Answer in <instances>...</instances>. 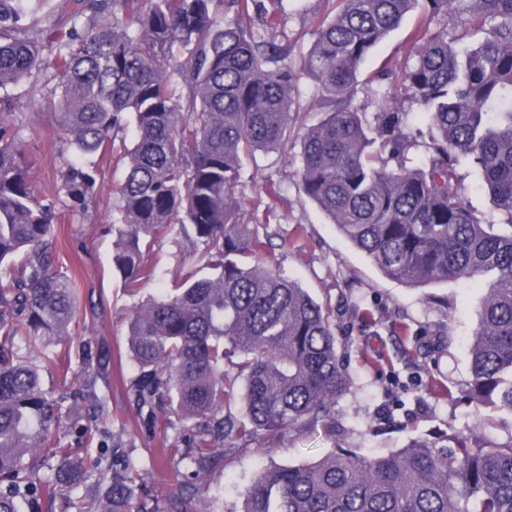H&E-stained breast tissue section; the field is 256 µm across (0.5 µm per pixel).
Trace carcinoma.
I'll list each match as a JSON object with an SVG mask.
<instances>
[{"label": "carcinoma", "mask_w": 512, "mask_h": 512, "mask_svg": "<svg viewBox=\"0 0 512 512\" xmlns=\"http://www.w3.org/2000/svg\"><path fill=\"white\" fill-rule=\"evenodd\" d=\"M420 3L415 62L382 68L388 84L370 117L354 104L360 67ZM450 12L464 25L452 39L439 22ZM284 26L264 0H62L45 23L24 0H0V89L52 69L55 127L80 158L58 192L80 217L96 202L95 157L131 132L112 255L127 291L140 290L155 243L179 228L181 272L135 309L127 351L136 406L150 424L172 407L194 478L224 471L225 440L315 428L347 390L330 308L251 261L265 243L241 222L243 161L287 148L301 75L315 82L321 118L301 136L300 189L386 277L484 283L466 395L512 413V0H325L297 70L285 63ZM407 103L433 130L422 166L408 165ZM463 160L508 223L484 224L467 207L455 185ZM33 165L0 121V512H70L53 485L91 474L60 446L64 397L43 389L41 372L61 361L79 290L56 266L55 202L35 193ZM83 353L93 380L80 391L81 430L93 437L109 355ZM236 400L243 414H224ZM137 472L112 438L98 512H203L189 494L133 505ZM243 497L244 512H512V439L341 449L263 468Z\"/></svg>", "instance_id": "carcinoma-1"}]
</instances>
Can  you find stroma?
Masks as SVG:
<instances>
[{
    "instance_id": "1",
    "label": "stroma",
    "mask_w": 512,
    "mask_h": 512,
    "mask_svg": "<svg viewBox=\"0 0 512 512\" xmlns=\"http://www.w3.org/2000/svg\"><path fill=\"white\" fill-rule=\"evenodd\" d=\"M283 5L289 44L297 52L308 49L312 19L323 13V0H283ZM420 19L419 12L408 14L362 65L356 102L368 113L378 110L375 75L380 68L413 63L405 43ZM48 79L44 72L38 81L10 87L16 105L0 116L17 130L26 154L35 160L33 182L42 195L54 193L64 158L74 154L58 140L51 114L36 117L26 106L29 100L47 96ZM100 167L98 204L85 220L71 221L66 196L56 202L59 268L75 278L80 291L71 341L111 352L112 374L95 386L108 402L107 426L122 436L137 462L138 489L170 495L184 483L177 465L180 442L172 430L178 417L168 411L158 415L154 427L145 425L129 397L136 367L126 354V342L128 321L139 300L158 294L177 274V246L168 238L156 246L150 260L157 277L145 283L139 295L124 289L112 271V223L118 215L114 190L124 167L115 153L107 154ZM296 168L278 151L245 160L240 186L245 221L267 241L263 259L334 309L336 349L349 388L337 400L329 422L286 433L267 455L259 453L263 436L246 443L230 441L223 474L196 483L204 512H241L240 492L262 466L310 463L338 448L381 455L446 435L474 442L512 439L511 414L464 398L470 345L478 331L477 307L485 293L482 283L461 280L417 288L387 278L300 191ZM272 183L281 184L282 203H272L267 195L265 188ZM457 188L477 217L493 224L506 222L471 163L458 167Z\"/></svg>"
}]
</instances>
